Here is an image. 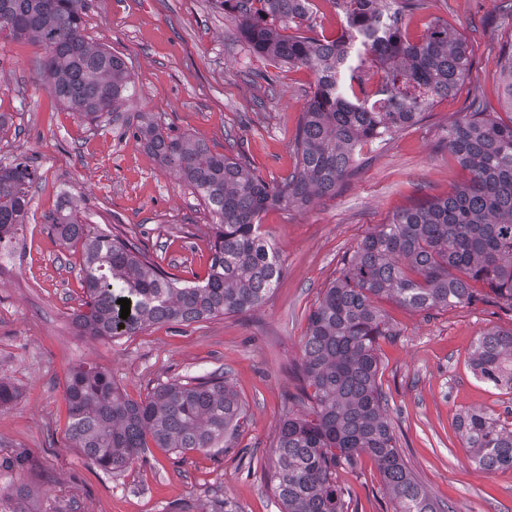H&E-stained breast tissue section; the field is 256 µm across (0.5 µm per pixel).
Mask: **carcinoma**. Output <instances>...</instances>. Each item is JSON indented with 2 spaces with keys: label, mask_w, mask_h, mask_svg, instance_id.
I'll return each mask as SVG.
<instances>
[{
  "label": "carcinoma",
  "mask_w": 512,
  "mask_h": 512,
  "mask_svg": "<svg viewBox=\"0 0 512 512\" xmlns=\"http://www.w3.org/2000/svg\"><path fill=\"white\" fill-rule=\"evenodd\" d=\"M332 2L344 17L335 38L307 35L314 0H213L235 13L254 54L315 75L292 139L296 165L268 183L242 150L214 154L190 135L141 117L136 139L216 217L208 273L200 282L182 280L128 240L92 234L77 210L64 208L51 224L63 243L82 248L80 333L134 336L152 324H189L259 307L280 279L272 273L279 256L260 231V213L336 194L357 172L364 147L420 123L435 100L455 94L468 77L469 45L447 21L432 19L416 41L403 32L404 16L428 9L429 0ZM384 14L393 18L391 31L364 40ZM84 15V0H0V38L38 41L47 53L39 80L93 124L118 111L135 83L123 58L89 42ZM500 54L504 102L512 111V40ZM370 61L399 95L397 110L380 109L360 77ZM445 144L469 181L446 198H419L375 225L343 255L309 315L296 399L309 400L310 410H290L281 421L268 476L282 512H348L336 469L363 454L383 475L394 512H451L414 478L387 417L377 347L392 332L374 304L387 297L431 311L481 301L512 311V115L505 121L475 99L448 128ZM35 178L24 161L0 167V241L12 242L23 223ZM120 298L130 300L125 319ZM470 365L479 380L512 395V330L479 336ZM66 395L73 447L112 474L128 469L150 441L178 454L213 448L244 414L221 375L167 383L135 401L107 372L76 367ZM456 429L480 469H512L511 422L468 411L457 416Z\"/></svg>",
  "instance_id": "cac0c4a2"
}]
</instances>
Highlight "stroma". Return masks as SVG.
I'll return each instance as SVG.
<instances>
[{"mask_svg":"<svg viewBox=\"0 0 512 512\" xmlns=\"http://www.w3.org/2000/svg\"><path fill=\"white\" fill-rule=\"evenodd\" d=\"M494 8L495 0H430L427 10L405 17L413 40L430 19L447 20L470 45V75L420 124L364 148L359 172L335 195L261 213V229L282 262L264 304L114 340L75 328L84 298L81 254L56 237L50 217L72 203L92 233L129 239L165 271L203 280L214 219L135 140L134 126L145 114L218 154L228 152L226 138L234 136L256 172L275 182L296 164L291 139L315 77L250 53L233 14L212 0H86V36L122 57L136 86L118 112L90 125L39 85L42 45L0 40V112L10 118L0 130V166L24 159L38 175L13 260L0 268V378L17 393L0 407V512H12L9 495L18 485L31 492L30 512H280L266 473L300 386L296 365L310 312L343 254L374 225L469 180L443 142L467 101L477 97L487 111L506 110L500 48L512 39V26L500 23ZM247 71L272 75L274 88L244 83ZM377 305L393 330L379 341V375L410 470L453 512H512V469L477 468L455 428L464 411L503 419L512 413V398L476 379L469 364L484 332L512 330V312L479 303L430 312L387 299ZM80 365L110 373L136 401L158 385L220 373L244 415L220 447L183 455L153 447L113 475L68 440L66 381ZM336 482L348 512H393L370 457L338 468Z\"/></svg>","mask_w":512,"mask_h":512,"instance_id":"stroma-1","label":"stroma"}]
</instances>
